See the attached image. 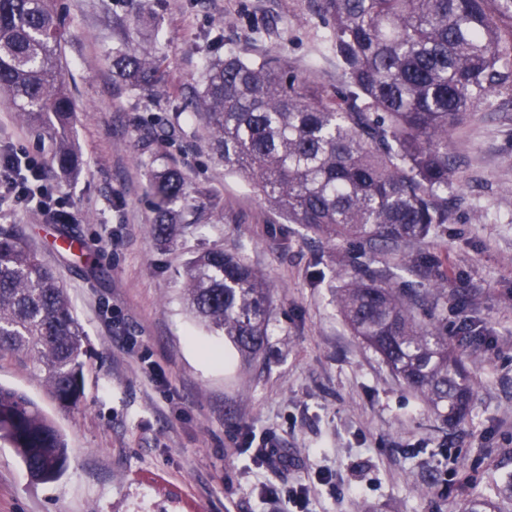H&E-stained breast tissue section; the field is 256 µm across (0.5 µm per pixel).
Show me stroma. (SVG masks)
Instances as JSON below:
<instances>
[{"mask_svg": "<svg viewBox=\"0 0 512 512\" xmlns=\"http://www.w3.org/2000/svg\"><path fill=\"white\" fill-rule=\"evenodd\" d=\"M68 31L59 67L79 151L50 165L38 138L0 103V152L48 161L55 212L0 209V225L67 290L85 333L84 384L64 406L19 356H0V385L26 394L64 435L55 480L32 479L0 443V512H453L481 497L512 512V84L492 92L448 138L455 175L447 223L410 252L436 274L377 252L372 269L419 288L422 321L439 318L474 378L469 416L450 425L357 336L337 304L363 259L347 242L280 224L211 148L184 110L210 63L268 53L315 85L341 78L311 0H153L145 40L166 57L153 94L112 84L110 59L132 28V0H55ZM168 162L202 189L206 222L168 247L150 233L147 185ZM77 240L75 251L59 246ZM238 253L264 275L276 309L265 349L241 360L183 301L196 252ZM445 286L434 296L433 281ZM275 435L288 466L237 447L240 428ZM307 488L303 506L268 490Z\"/></svg>", "mask_w": 512, "mask_h": 512, "instance_id": "stroma-1", "label": "stroma"}]
</instances>
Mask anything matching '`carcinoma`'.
<instances>
[{
    "label": "carcinoma",
    "instance_id": "carcinoma-1",
    "mask_svg": "<svg viewBox=\"0 0 512 512\" xmlns=\"http://www.w3.org/2000/svg\"><path fill=\"white\" fill-rule=\"evenodd\" d=\"M343 72L332 91L311 88L277 55L226 54L206 73L199 98L213 149L289 224L355 242L363 255L400 250L448 223L453 171L448 137L475 105L512 77V0H313ZM66 31L53 0H0V102L53 143L70 168L73 100L58 68ZM112 52V80L151 93L164 57L139 40ZM153 238L172 244L180 226L200 227L202 191L164 165L148 184ZM189 312L247 362L262 351L274 310L265 278L237 255L211 248L185 266ZM417 292L373 272L339 288L343 317L403 383L445 422L467 418L473 381L437 322L415 312ZM24 357L63 405L83 387L84 333L55 273L0 226V355ZM36 480L60 475L66 444L24 393L0 386V441Z\"/></svg>",
    "mask_w": 512,
    "mask_h": 512
}]
</instances>
